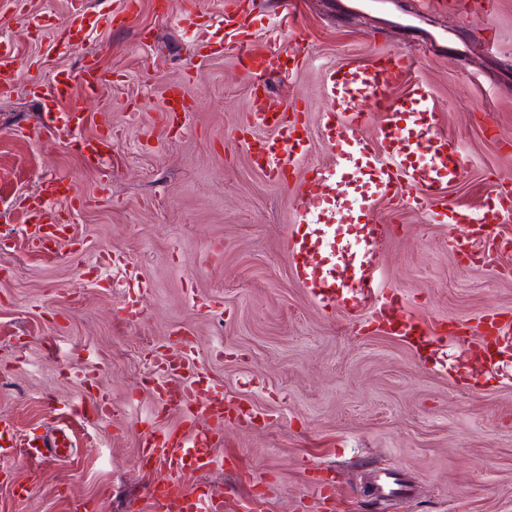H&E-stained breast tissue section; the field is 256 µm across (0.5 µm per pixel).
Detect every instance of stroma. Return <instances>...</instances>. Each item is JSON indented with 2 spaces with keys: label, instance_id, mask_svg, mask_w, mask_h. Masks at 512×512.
<instances>
[{
  "label": "stroma",
  "instance_id": "1",
  "mask_svg": "<svg viewBox=\"0 0 512 512\" xmlns=\"http://www.w3.org/2000/svg\"><path fill=\"white\" fill-rule=\"evenodd\" d=\"M25 19L0 9V44L22 76L0 96V418L18 435L53 429L55 404L106 396L109 418L87 416L68 460L29 466L0 458V512H96L144 504L155 473L136 463L154 398L143 381L169 331L187 330L192 358L225 396L267 414L228 430L219 456L233 467L186 473L197 492L229 491L248 502L268 485L264 512H316L311 465L336 476L335 512H378L364 492L369 472L386 469L417 485L406 512H512V380L459 364L461 344L420 364L414 349L324 310L301 288L281 242L305 169L329 167L335 153L321 130L327 69L368 63L377 50L416 58L415 80L437 106L438 129L459 142L466 165L448 191L473 213L493 205L497 180L512 175V0H480L489 36L464 32L463 0H301L292 28L281 0H259L251 38L258 47L307 60L289 76H263L265 91L298 107L311 136L302 168L287 181L256 171L243 145L253 86L232 53L215 56L225 0H140L114 29L105 19L123 0H86L103 21L81 52L60 48L71 0H27ZM95 55L112 81L92 101L85 135L112 129L118 141L104 169L85 167L73 144L41 127L44 91L59 71ZM183 85L194 110L176 133L159 122L166 84ZM71 177L82 202H58L71 226L56 253L32 252L24 205L44 178ZM392 224L383 249L385 286L399 302L446 331L474 333L490 313L512 315V223L486 263L460 259L448 227L415 206L380 205L364 217ZM125 254L144 289L123 269L95 267L97 251ZM138 301L143 316L118 310ZM98 366L94 387L71 366Z\"/></svg>",
  "mask_w": 512,
  "mask_h": 512
}]
</instances>
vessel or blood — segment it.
I'll return each mask as SVG.
<instances>
[{"instance_id":"vessel-or-blood-1","label":"vessel or blood","mask_w":512,"mask_h":512,"mask_svg":"<svg viewBox=\"0 0 512 512\" xmlns=\"http://www.w3.org/2000/svg\"><path fill=\"white\" fill-rule=\"evenodd\" d=\"M257 0H234L224 13V36L220 50H233L240 62L243 78L257 80L268 71L289 64L298 70L304 56L294 49L288 56L277 52H258L249 30L255 22ZM412 57L400 51L376 52L361 67L339 68L326 76L325 92L331 103L326 112L323 137L336 152V164L316 168L303 180L298 194L293 222L283 244L288 262L302 288L322 307L339 311L350 320L368 318L371 325L390 336L400 337L416 348L445 343L447 336L439 329H427L410 309L402 304L384 302L380 279V255L383 244L393 235L394 225L361 221L353 201L364 209L380 202H392L404 189H413L414 204L425 209L431 220L457 234L460 224H468L472 240L459 244L463 259L487 261L497 246L499 224L512 221V178L503 179L497 196V208L481 215L462 213L448 201V188L457 182L463 170L462 152L452 138L442 134L433 121L436 105L429 88L412 83L403 102L391 96L414 66ZM19 77V67L11 50L0 48V92L12 88ZM108 73L97 61L83 57L77 72H57L49 87L51 100L63 101L66 111L50 115L52 130L78 134L79 152L87 164L100 165L110 155L113 137L97 134L81 136V129L91 120L86 102L96 97L109 83ZM81 86V96H74V86ZM372 111H365L363 102ZM191 110L181 86L167 85L162 119L178 123ZM249 121L255 127L275 131L274 140H255L250 151L255 165L267 177L277 180L294 172L310 151L307 138L301 137L296 120L278 100L266 97L252 107ZM377 123L375 137L362 134L369 123ZM73 181L67 176L47 180L41 192L31 197L27 215L32 223L31 248L47 251L58 243L59 225L55 205L74 200ZM484 336L493 337L500 352L512 350V319L487 315ZM177 349L156 352L153 357L151 390L161 412L181 414V424L174 430L151 428L141 442L137 457L139 467L161 472L160 488L149 489L148 512H226L223 493L197 494L182 483L185 469L207 470L222 462L216 450L224 442L227 430L251 425L254 412L227 400L222 386L206 382L200 367L187 351L181 350L187 333L175 328L171 333ZM71 427L62 425L53 439L36 435L18 438L9 422L0 421V454H21L25 463H34L42 448H67L71 445ZM318 512H334L336 482L324 474L313 482ZM372 502L386 506H404L416 497L413 485L404 483L392 471L375 472L370 480Z\"/></svg>"}]
</instances>
